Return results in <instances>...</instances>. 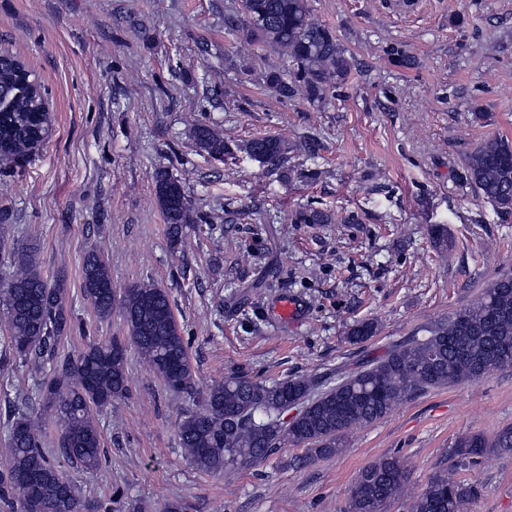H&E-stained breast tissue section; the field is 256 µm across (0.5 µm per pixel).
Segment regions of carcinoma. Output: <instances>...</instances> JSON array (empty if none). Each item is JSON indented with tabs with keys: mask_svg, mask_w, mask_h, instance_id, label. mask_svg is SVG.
Wrapping results in <instances>:
<instances>
[{
	"mask_svg": "<svg viewBox=\"0 0 512 512\" xmlns=\"http://www.w3.org/2000/svg\"><path fill=\"white\" fill-rule=\"evenodd\" d=\"M237 30L251 40L275 46L288 61L293 79L278 73L267 82L282 98L300 93L310 102H323L351 69L336 34L315 20L308 0H241ZM49 132V114L41 84L15 55H0V160L22 158ZM195 145L215 158L244 151L250 158L276 169L284 166L288 141L253 138L239 145L223 132L196 125ZM470 181L481 196L502 213H512V141L503 136L481 142L467 157ZM159 207L176 240L191 222L185 186L167 171L154 175ZM21 271L0 282V315L8 336L0 344V364L33 354L48 353L52 374L40 384L41 400L61 423L59 453L82 471L102 465L96 412L128 393L126 345L118 340L91 343L75 357L55 356L54 346L68 332L71 315L64 291L44 278L32 251L15 257ZM85 296L97 315H112L115 289L103 253L90 249L83 260ZM122 311L129 338L139 355L174 394L195 388L187 344L172 311L168 292L150 283L124 289ZM375 333L371 322L348 332L362 342ZM512 367V273L493 279L474 302L435 321L406 342L389 350L336 385L317 394L306 378L273 383L232 374L202 391L198 408L177 424L185 457L211 474L248 469L284 444L306 447V458L338 453L351 430L386 416L398 403L429 388L474 383L486 374ZM302 410L290 422L282 419L292 403ZM0 456V500L8 512H81L82 491L48 458L38 421L17 409L6 424ZM458 463L451 471L432 476L412 504V512H463L475 488L456 472L488 448L512 450V428L493 442L479 434L458 438ZM407 470L395 457L364 468L351 492L349 512H381L399 495Z\"/></svg>",
	"mask_w": 512,
	"mask_h": 512,
	"instance_id": "carcinoma-1",
	"label": "carcinoma"
}]
</instances>
